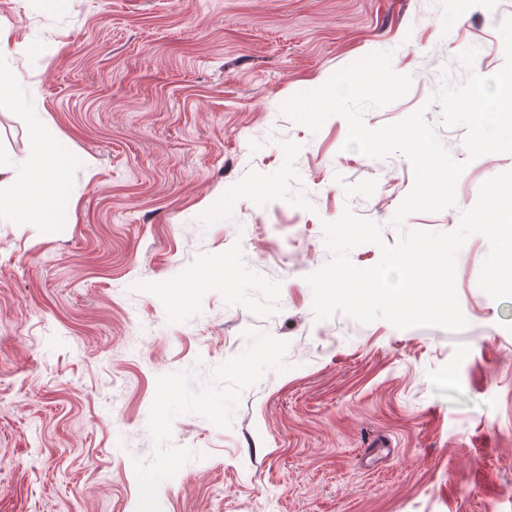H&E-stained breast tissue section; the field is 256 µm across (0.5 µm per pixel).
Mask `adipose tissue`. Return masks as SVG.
Segmentation results:
<instances>
[{"label":"adipose tissue","instance_id":"obj_1","mask_svg":"<svg viewBox=\"0 0 512 512\" xmlns=\"http://www.w3.org/2000/svg\"><path fill=\"white\" fill-rule=\"evenodd\" d=\"M32 121L33 157H0V214H10L32 224L68 223L67 189L51 161L67 159L69 153L48 122L38 115Z\"/></svg>","mask_w":512,"mask_h":512}]
</instances>
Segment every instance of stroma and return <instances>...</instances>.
Returning <instances> with one entry per match:
<instances>
[{
  "label": "stroma",
  "mask_w": 512,
  "mask_h": 512,
  "mask_svg": "<svg viewBox=\"0 0 512 512\" xmlns=\"http://www.w3.org/2000/svg\"><path fill=\"white\" fill-rule=\"evenodd\" d=\"M512 0H0L22 46L0 152L38 113L71 158L65 224L0 221V512H512V300L457 255L466 328L319 320L305 278L344 208L392 218L409 160L281 104L373 51L413 77L377 129L505 63ZM426 106V105H425ZM387 457L367 456L376 440Z\"/></svg>",
  "instance_id": "stroma-1"
}]
</instances>
